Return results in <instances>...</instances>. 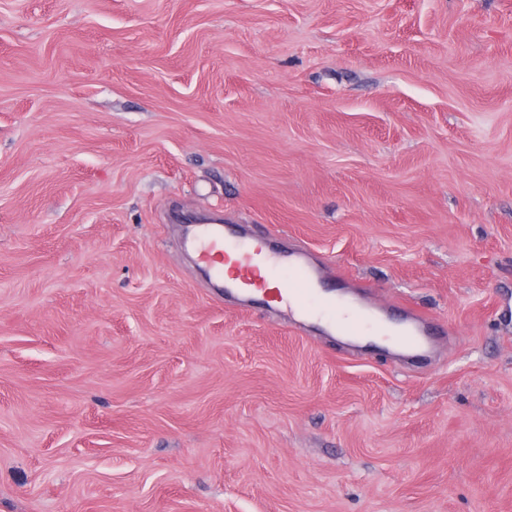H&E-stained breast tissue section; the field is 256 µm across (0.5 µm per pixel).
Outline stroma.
<instances>
[{"label": "stroma", "mask_w": 512, "mask_h": 512, "mask_svg": "<svg viewBox=\"0 0 512 512\" xmlns=\"http://www.w3.org/2000/svg\"><path fill=\"white\" fill-rule=\"evenodd\" d=\"M176 207L448 334L241 307ZM0 512H512V0H0ZM402 319V326L392 337L395 344L391 347L406 351L414 356L423 354L433 338L432 332H446V328L443 326H431V322L426 317L414 311H407Z\"/></svg>", "instance_id": "stroma-1"}]
</instances>
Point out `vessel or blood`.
<instances>
[{"label":"vessel or blood","mask_w":512,"mask_h":512,"mask_svg":"<svg viewBox=\"0 0 512 512\" xmlns=\"http://www.w3.org/2000/svg\"><path fill=\"white\" fill-rule=\"evenodd\" d=\"M188 241L211 277L243 299L271 298L291 312L324 320L329 332L347 336L364 334L373 321L350 302L324 297L326 272L304 252L277 249L266 236L231 233L209 224L193 226ZM432 331L426 317L409 311L392 340L396 349L419 356Z\"/></svg>","instance_id":"vessel-or-blood-1"}]
</instances>
